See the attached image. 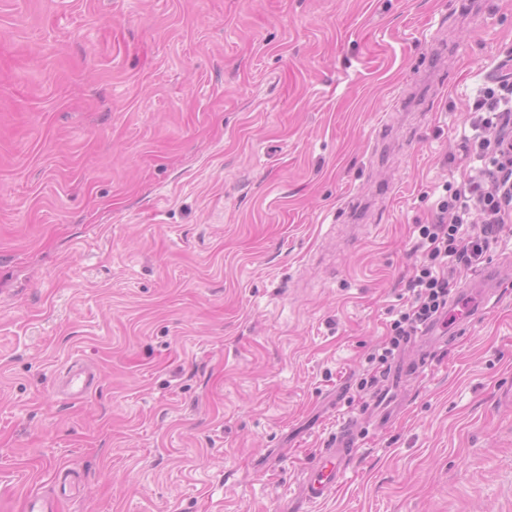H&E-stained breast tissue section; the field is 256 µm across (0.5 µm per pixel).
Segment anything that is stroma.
<instances>
[{
    "label": "stroma",
    "mask_w": 512,
    "mask_h": 512,
    "mask_svg": "<svg viewBox=\"0 0 512 512\" xmlns=\"http://www.w3.org/2000/svg\"><path fill=\"white\" fill-rule=\"evenodd\" d=\"M511 60L512 0H0V512H286L350 417L308 512H512V286L362 385ZM425 363L426 359H424L423 361L419 360L417 363L403 361L396 364L388 374L386 382L381 386L380 392L378 393V396L373 405V411H375L377 414L381 413V405L378 404V402L384 395L390 383L393 384L398 377L404 376L409 372L418 371L425 365ZM97 374L84 366H72L62 381L63 390L73 400L85 398L94 388ZM355 428L353 419L345 420L319 452L317 463L310 470L302 485V500L317 502L328 497L343 480L346 463L355 449Z\"/></svg>",
    "instance_id": "obj_1"
}]
</instances>
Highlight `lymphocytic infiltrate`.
Listing matches in <instances>:
<instances>
[{
    "label": "lymphocytic infiltrate",
    "mask_w": 512,
    "mask_h": 512,
    "mask_svg": "<svg viewBox=\"0 0 512 512\" xmlns=\"http://www.w3.org/2000/svg\"><path fill=\"white\" fill-rule=\"evenodd\" d=\"M474 112L468 138L472 172L460 190L438 203L436 222L419 228L424 259L408 284L412 299L393 320L378 362L440 318L452 291L449 268L481 263L497 229L512 222V73L480 90Z\"/></svg>",
    "instance_id": "1"
}]
</instances>
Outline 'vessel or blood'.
I'll return each instance as SVG.
<instances>
[{"mask_svg":"<svg viewBox=\"0 0 512 512\" xmlns=\"http://www.w3.org/2000/svg\"><path fill=\"white\" fill-rule=\"evenodd\" d=\"M506 274L507 269L501 264L487 265L477 287L466 290L463 299L454 301L453 316L458 327H465L481 314ZM97 380L98 377L92 370L84 366H74L67 371L62 387L70 399L80 400L92 391ZM355 428L354 420H345L326 448L320 450L316 465L311 468L303 482V501L323 500L341 484L347 460L355 449Z\"/></svg>","mask_w":512,"mask_h":512,"instance_id":"b4317fda","label":"vessel or blood"}]
</instances>
